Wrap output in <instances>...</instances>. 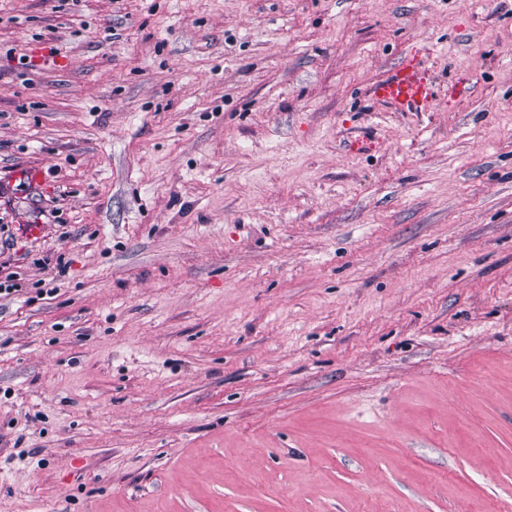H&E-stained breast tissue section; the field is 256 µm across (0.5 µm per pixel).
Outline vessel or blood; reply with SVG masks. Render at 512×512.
<instances>
[{
    "mask_svg": "<svg viewBox=\"0 0 512 512\" xmlns=\"http://www.w3.org/2000/svg\"><path fill=\"white\" fill-rule=\"evenodd\" d=\"M372 93L378 101L400 112L426 111L435 96L423 59L415 56L405 58L392 75L378 81Z\"/></svg>",
    "mask_w": 512,
    "mask_h": 512,
    "instance_id": "vessel-or-blood-1",
    "label": "vessel or blood"
}]
</instances>
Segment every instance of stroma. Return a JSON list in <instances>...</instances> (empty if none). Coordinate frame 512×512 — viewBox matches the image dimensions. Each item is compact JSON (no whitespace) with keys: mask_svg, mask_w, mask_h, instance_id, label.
Segmentation results:
<instances>
[{"mask_svg":"<svg viewBox=\"0 0 512 512\" xmlns=\"http://www.w3.org/2000/svg\"><path fill=\"white\" fill-rule=\"evenodd\" d=\"M8 279L0 512H512V0H0ZM372 93L378 101L399 112H424L435 96L424 61L417 56L405 58L392 75L373 86Z\"/></svg>","mask_w":512,"mask_h":512,"instance_id":"obj_1","label":"stroma"}]
</instances>
